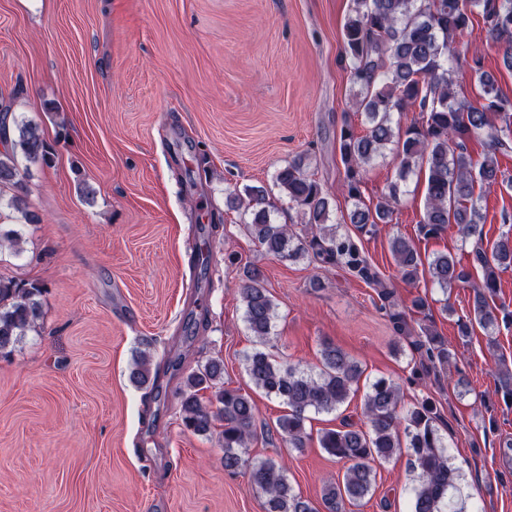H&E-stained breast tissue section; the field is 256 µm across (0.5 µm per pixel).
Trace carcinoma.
Segmentation results:
<instances>
[{"label":"carcinoma","mask_w":512,"mask_h":512,"mask_svg":"<svg viewBox=\"0 0 512 512\" xmlns=\"http://www.w3.org/2000/svg\"><path fill=\"white\" fill-rule=\"evenodd\" d=\"M475 8L480 9L488 38L502 51L505 67L512 69V0H354L353 12L343 25L342 57L351 82L358 86L353 108L364 115L368 128L359 136L347 124L339 137L342 190L352 201L348 219L357 232L373 234L378 224L389 223L401 182L408 173L423 168L426 195L420 233L435 236L454 224L462 242H474L469 256L471 266L481 271L477 278L448 253L426 262L406 238L390 240V252L406 284L427 273L445 293L455 287L473 293L472 309L456 320L457 335L464 343L475 327L488 330L496 326L498 316L489 299L497 295L499 271L512 266V228L487 251L483 248L484 225L479 223L482 194L476 188H512V176L500 170L497 159L499 153L512 152V99L500 94L495 77L483 69L481 58L458 40L472 23ZM469 53L472 78L479 88L476 104L458 98L454 91L455 65ZM415 106L419 118L393 130V113ZM14 129L17 136H4L0 150V186H13L9 205L21 211L29 223L37 224L39 216L26 209L20 161L49 166L54 154L38 126L22 121L14 123ZM472 138H480L486 145L477 161L467 152L466 142ZM392 144L398 160L396 178L371 208L361 199L364 175L371 162ZM275 181L303 216L304 234L294 232L288 224L271 223L266 189L247 187L244 193L230 197L231 205L251 216L246 230L260 251L282 261L311 255L374 286L394 331L410 339L418 356L413 378H438L448 371L456 353L433 328L428 300L416 295L408 307L399 303L394 284L381 279L352 237L327 224L328 197L303 160L280 168ZM43 292L44 287L37 283L0 279L1 356L11 354L27 331L36 327L42 315ZM241 297L247 327L263 345L271 334L275 303L265 287L261 267H244ZM412 313L421 319H411ZM245 372L255 389L287 406L276 428L281 440L296 450L306 447L308 413L338 409L362 375L358 362L333 343L323 344L321 365L314 371L280 364L256 349L245 357ZM223 376L224 361L215 359L186 377L181 400L184 428L208 436L215 423H222L219 441L224 446V468L248 471L251 486L265 496L266 512H319L288 483L282 466L269 459L253 462L245 457L244 449L254 434L255 404L241 390L225 388ZM150 379V357L139 351L129 380L143 386ZM208 389L212 396L205 403L199 392ZM363 417L366 423L361 427L345 424L325 430L319 437L320 448L346 465L342 480L323 488L325 512H349L346 505H361L374 490L377 465L401 455L404 449L416 473L412 512H460L449 497V491L457 488V474L449 464L436 407L430 399L405 410L400 406L399 387L381 377L368 387Z\"/></svg>","instance_id":"obj_1"}]
</instances>
